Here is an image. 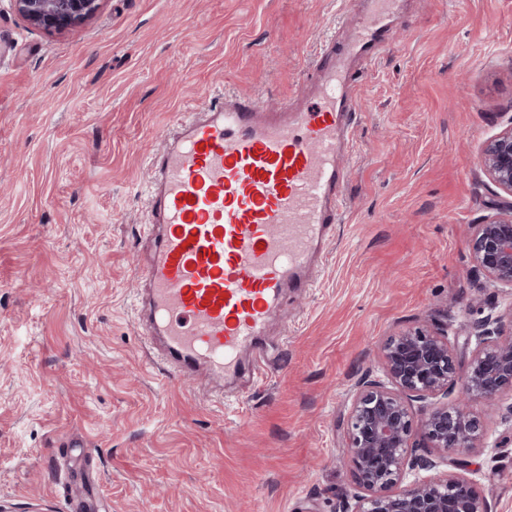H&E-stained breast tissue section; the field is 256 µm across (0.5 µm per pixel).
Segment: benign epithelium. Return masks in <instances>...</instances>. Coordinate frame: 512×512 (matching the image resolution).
<instances>
[{
  "label": "benign epithelium",
  "instance_id": "7a95c632",
  "mask_svg": "<svg viewBox=\"0 0 512 512\" xmlns=\"http://www.w3.org/2000/svg\"><path fill=\"white\" fill-rule=\"evenodd\" d=\"M101 0H10L31 25L61 33L91 19ZM489 179L512 196V126L491 139L483 152ZM471 257L475 271L493 285L512 287V202L474 226ZM512 306L476 326L475 346L461 362L448 342V326L432 322L400 331L381 348L383 378L357 385L347 413L343 449L356 491L344 512H491L489 502L460 473L463 456L479 447L483 426L468 407L480 400L494 407L512 387ZM460 396L448 403V387ZM424 402L418 414L408 400ZM436 471L412 480L411 473Z\"/></svg>",
  "mask_w": 512,
  "mask_h": 512
}]
</instances>
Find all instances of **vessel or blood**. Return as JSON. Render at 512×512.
Segmentation results:
<instances>
[{
  "label": "vessel or blood",
  "instance_id": "obj_1",
  "mask_svg": "<svg viewBox=\"0 0 512 512\" xmlns=\"http://www.w3.org/2000/svg\"><path fill=\"white\" fill-rule=\"evenodd\" d=\"M398 0H370L319 48L300 96L278 110L238 94L195 107L151 157L152 247L137 327L173 376L251 379L268 324L308 288L342 212L340 163L358 119V63L387 44Z\"/></svg>",
  "mask_w": 512,
  "mask_h": 512
}]
</instances>
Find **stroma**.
<instances>
[{
    "instance_id": "35a3bbf8",
    "label": "stroma",
    "mask_w": 512,
    "mask_h": 512,
    "mask_svg": "<svg viewBox=\"0 0 512 512\" xmlns=\"http://www.w3.org/2000/svg\"><path fill=\"white\" fill-rule=\"evenodd\" d=\"M364 0H101L62 34L0 0V507L5 512H341L350 397L380 349L440 313L467 333L512 290L474 272L482 168L512 125V0H401L358 83L361 118L326 266L268 328L242 386L168 376L136 329L150 155L195 105L276 108ZM465 476L512 512V390L472 403Z\"/></svg>"
}]
</instances>
